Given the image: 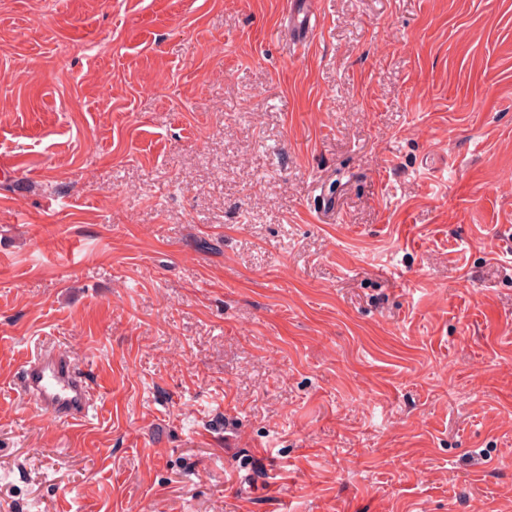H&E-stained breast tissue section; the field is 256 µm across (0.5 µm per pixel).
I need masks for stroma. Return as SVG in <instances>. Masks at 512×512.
Here are the masks:
<instances>
[{"instance_id":"stroma-1","label":"stroma","mask_w":512,"mask_h":512,"mask_svg":"<svg viewBox=\"0 0 512 512\" xmlns=\"http://www.w3.org/2000/svg\"><path fill=\"white\" fill-rule=\"evenodd\" d=\"M290 2L0 0V512H512V0ZM23 390L48 419H85L91 407V387L86 377L66 358L35 355L24 368Z\"/></svg>"}]
</instances>
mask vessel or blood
<instances>
[{"instance_id":"1","label":"vessel or blood","mask_w":512,"mask_h":512,"mask_svg":"<svg viewBox=\"0 0 512 512\" xmlns=\"http://www.w3.org/2000/svg\"><path fill=\"white\" fill-rule=\"evenodd\" d=\"M23 390L48 419H85L91 407V387L86 377L66 358L40 353L28 361Z\"/></svg>"}]
</instances>
